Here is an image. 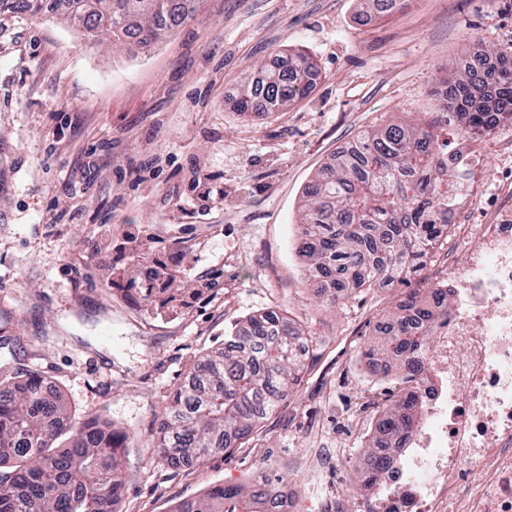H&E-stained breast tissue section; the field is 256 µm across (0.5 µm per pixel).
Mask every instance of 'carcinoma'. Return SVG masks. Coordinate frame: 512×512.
I'll return each instance as SVG.
<instances>
[{"label": "carcinoma", "mask_w": 512, "mask_h": 512, "mask_svg": "<svg viewBox=\"0 0 512 512\" xmlns=\"http://www.w3.org/2000/svg\"><path fill=\"white\" fill-rule=\"evenodd\" d=\"M66 17L95 36L132 37L143 47L180 25L189 0H54ZM41 15L46 0H0V8ZM497 62L494 109L471 106V89L483 84L481 63L469 59L456 83L455 116L464 128H491L504 113L512 116V54ZM286 69L264 67L261 89L245 86L238 111L271 114L307 97L314 64L301 53L282 54ZM448 113L418 124L393 121L363 132L348 153L323 167L306 190L300 218L299 252L306 279L319 297L336 304L352 290L404 288L390 329L370 344L364 357L374 363L386 354L411 357L416 325L448 315V290L427 296L412 287L434 250L448 238L458 201L467 187L468 161L448 164V141L437 127ZM309 338L281 313L247 320L224 340V348L194 367L193 383L176 389L168 407L158 459L172 467L199 463L213 448H229L291 395L304 370L301 346ZM18 371L0 370V512H115L122 495V452L114 432L89 424L66 448L54 447L58 424L68 417L60 398L43 399L45 382ZM404 400L386 405L377 433L411 425ZM175 512H274L265 494L248 484L215 485L199 498L183 500Z\"/></svg>", "instance_id": "carcinoma-1"}]
</instances>
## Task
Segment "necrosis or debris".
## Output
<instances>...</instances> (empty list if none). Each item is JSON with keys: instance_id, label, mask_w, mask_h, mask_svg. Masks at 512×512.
<instances>
[{"instance_id": "4bbe7bcc", "label": "necrosis or debris", "mask_w": 512, "mask_h": 512, "mask_svg": "<svg viewBox=\"0 0 512 512\" xmlns=\"http://www.w3.org/2000/svg\"><path fill=\"white\" fill-rule=\"evenodd\" d=\"M448 233L476 245L448 270L447 319L400 361L413 421L363 468L361 512H512V209Z\"/></svg>"}]
</instances>
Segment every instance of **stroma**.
<instances>
[{"mask_svg": "<svg viewBox=\"0 0 512 512\" xmlns=\"http://www.w3.org/2000/svg\"><path fill=\"white\" fill-rule=\"evenodd\" d=\"M316 64L286 110L238 113L241 85L282 51ZM512 53V0H195L148 50L95 40L52 11H0V362L122 431L118 512H170L211 486L276 472L319 506L358 512V478L402 377L363 352L400 289L324 307L296 253L303 192L363 131L441 111L477 51ZM455 221L512 188V126L469 144ZM270 310L312 343L292 396L203 464L157 459L173 391Z\"/></svg>", "mask_w": 512, "mask_h": 512, "instance_id": "1", "label": "stroma"}]
</instances>
